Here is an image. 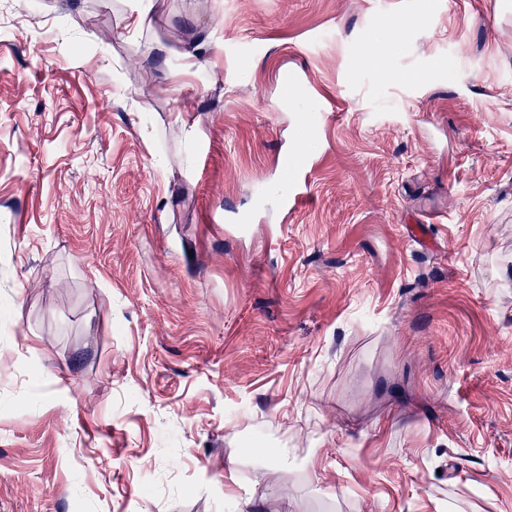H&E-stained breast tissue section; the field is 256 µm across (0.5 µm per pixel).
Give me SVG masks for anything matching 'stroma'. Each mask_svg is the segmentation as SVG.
I'll use <instances>...</instances> for the list:
<instances>
[{"instance_id":"stroma-1","label":"stroma","mask_w":512,"mask_h":512,"mask_svg":"<svg viewBox=\"0 0 512 512\" xmlns=\"http://www.w3.org/2000/svg\"><path fill=\"white\" fill-rule=\"evenodd\" d=\"M286 499L512 512V0H0V512ZM268 197L275 199L285 211H293L309 199L308 168L306 163H291L283 177L265 184Z\"/></svg>"}]
</instances>
